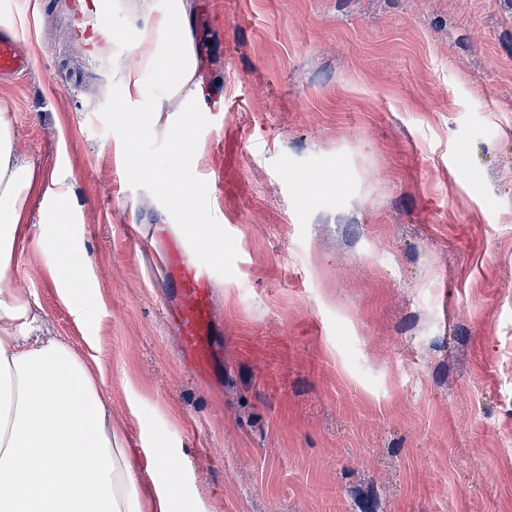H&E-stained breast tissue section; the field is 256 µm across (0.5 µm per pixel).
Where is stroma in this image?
Instances as JSON below:
<instances>
[{
  "mask_svg": "<svg viewBox=\"0 0 512 512\" xmlns=\"http://www.w3.org/2000/svg\"><path fill=\"white\" fill-rule=\"evenodd\" d=\"M37 11L27 75L0 81L20 159L71 172L97 305L59 300L34 241L12 278L44 334L96 356L138 458L184 472L180 512H512V0H188L202 156L179 174L210 223L126 170L116 110L145 15ZM201 225L224 328L212 374L182 364L158 245L127 226ZM95 334L88 345L87 334Z\"/></svg>",
  "mask_w": 512,
  "mask_h": 512,
  "instance_id": "1",
  "label": "stroma"
}]
</instances>
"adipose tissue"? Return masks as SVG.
I'll use <instances>...</instances> for the list:
<instances>
[{
  "mask_svg": "<svg viewBox=\"0 0 512 512\" xmlns=\"http://www.w3.org/2000/svg\"><path fill=\"white\" fill-rule=\"evenodd\" d=\"M189 42L183 0L146 16L133 44L138 61L122 83L127 98L142 95L150 80L159 101H186L163 118L121 116L132 132L123 146L131 176L160 190L173 210L193 203L195 186L177 167L201 151L189 133L192 106L204 102L205 90ZM161 48L167 62L160 67ZM156 135L166 144L161 163L137 149L139 140ZM52 185L50 205L28 229L23 218L38 183L33 168L16 158L10 114L0 109V512H176V466L156 458L148 474L158 491L152 498L142 494L139 466L112 426L97 378L66 340L38 336L41 306L10 279L19 238L31 231L56 258L52 273L61 302L79 317L94 303L92 262L72 231L70 174H53Z\"/></svg>",
  "mask_w": 512,
  "mask_h": 512,
  "instance_id": "1",
  "label": "adipose tissue"
}]
</instances>
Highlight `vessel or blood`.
Here are the masks:
<instances>
[{"instance_id": "b4317fda", "label": "vessel or blood", "mask_w": 512, "mask_h": 512, "mask_svg": "<svg viewBox=\"0 0 512 512\" xmlns=\"http://www.w3.org/2000/svg\"><path fill=\"white\" fill-rule=\"evenodd\" d=\"M30 69V60L10 37L0 34V79L17 78ZM163 249L161 271L177 293L173 320L178 328L184 364L198 377H209L218 353L219 324L214 310L211 276L212 247L199 245L189 234L166 228L153 230Z\"/></svg>"}]
</instances>
